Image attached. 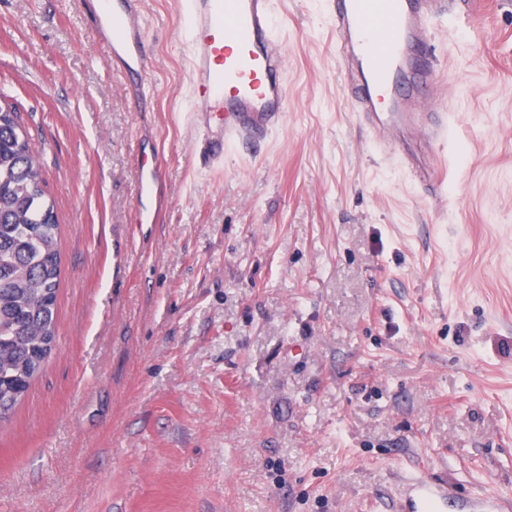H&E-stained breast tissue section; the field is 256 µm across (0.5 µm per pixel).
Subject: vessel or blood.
Listing matches in <instances>:
<instances>
[{
	"label": "vessel or blood",
	"mask_w": 512,
	"mask_h": 512,
	"mask_svg": "<svg viewBox=\"0 0 512 512\" xmlns=\"http://www.w3.org/2000/svg\"><path fill=\"white\" fill-rule=\"evenodd\" d=\"M456 0H327L343 64V92L371 142L395 157L422 194L440 198L437 154L448 137V106L437 98L439 72L431 22ZM143 0H84L95 43L112 71L149 80ZM189 81L201 167L258 150L285 123L286 49L275 0H184ZM163 164L142 169L137 220L149 222Z\"/></svg>",
	"instance_id": "1"
}]
</instances>
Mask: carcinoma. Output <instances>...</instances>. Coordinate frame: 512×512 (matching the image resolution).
Listing matches in <instances>:
<instances>
[{
	"instance_id": "obj_1",
	"label": "carcinoma",
	"mask_w": 512,
	"mask_h": 512,
	"mask_svg": "<svg viewBox=\"0 0 512 512\" xmlns=\"http://www.w3.org/2000/svg\"><path fill=\"white\" fill-rule=\"evenodd\" d=\"M39 151L0 93V420L41 373L56 336L58 224Z\"/></svg>"
}]
</instances>
